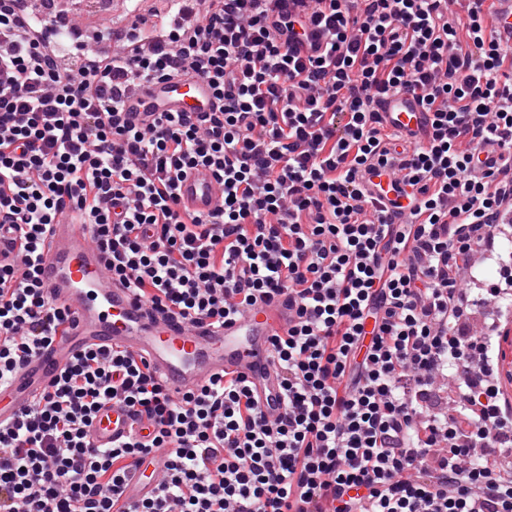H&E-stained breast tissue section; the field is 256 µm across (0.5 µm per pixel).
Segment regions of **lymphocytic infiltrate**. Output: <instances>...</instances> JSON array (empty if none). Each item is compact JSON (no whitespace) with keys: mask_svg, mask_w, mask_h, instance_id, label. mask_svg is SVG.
<instances>
[{"mask_svg":"<svg viewBox=\"0 0 512 512\" xmlns=\"http://www.w3.org/2000/svg\"><path fill=\"white\" fill-rule=\"evenodd\" d=\"M172 0L149 41L98 30L61 53L54 14L0 0V382L67 321L45 293L43 247L66 213L89 225L113 279L154 309L213 326L287 296L272 340L284 409L268 419L242 376L173 395L142 360L85 349L0 424V512H512L499 464L512 426L486 336L460 337L461 276L512 212V42L485 0ZM323 52L301 57L312 30ZM204 80L209 112L129 124L124 94ZM418 93L422 143L383 126L388 92ZM497 160L477 170L478 148ZM211 167L224 209H178L187 169ZM375 165L409 186V222L361 183ZM453 407L433 411L438 380ZM108 402L151 428L111 448L87 429ZM166 461L154 494L123 497L132 465Z\"/></svg>","mask_w":512,"mask_h":512,"instance_id":"obj_1","label":"lymphocytic infiltrate"}]
</instances>
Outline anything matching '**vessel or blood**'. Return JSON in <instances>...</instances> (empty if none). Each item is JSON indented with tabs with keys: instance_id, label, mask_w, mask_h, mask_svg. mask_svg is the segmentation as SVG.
Listing matches in <instances>:
<instances>
[{
	"instance_id": "1",
	"label": "vessel or blood",
	"mask_w": 512,
	"mask_h": 512,
	"mask_svg": "<svg viewBox=\"0 0 512 512\" xmlns=\"http://www.w3.org/2000/svg\"><path fill=\"white\" fill-rule=\"evenodd\" d=\"M156 100L179 112H207L212 103L201 80H170L131 90L126 111L133 122L144 118L141 104ZM382 124L420 142L428 114L410 91L379 99ZM374 198L405 203V185L389 170L376 167L364 174ZM180 208L213 215L224 208V185L206 166L187 170L178 185ZM46 295L62 305L69 320L47 350L36 353L0 384V423L28 407L72 357L96 346L121 350L146 360L177 394L196 389L221 373L242 375L268 418L283 410L281 380L271 362V340L284 334L294 311L287 296L257 302L241 318L214 328L167 317L139 302L113 281L103 254L92 244L88 225L64 220L52 225L44 246ZM139 426L125 405H103L88 429L92 447L109 448Z\"/></svg>"
}]
</instances>
